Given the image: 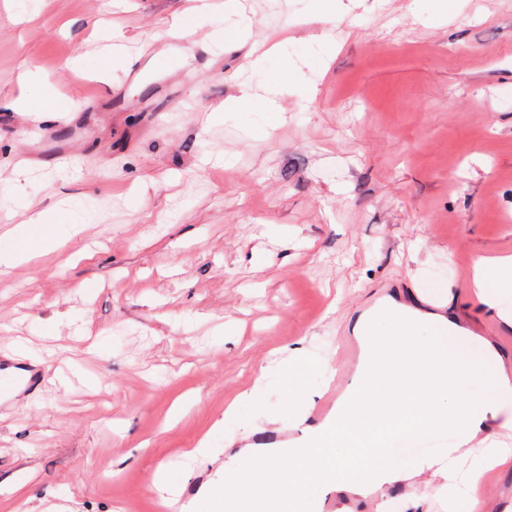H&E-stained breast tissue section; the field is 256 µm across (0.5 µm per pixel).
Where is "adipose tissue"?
<instances>
[{
  "label": "adipose tissue",
  "instance_id": "adipose-tissue-1",
  "mask_svg": "<svg viewBox=\"0 0 512 512\" xmlns=\"http://www.w3.org/2000/svg\"><path fill=\"white\" fill-rule=\"evenodd\" d=\"M1 111L34 112L47 119L58 108L49 103L38 69L28 71L20 98L0 100ZM405 309L384 314L390 327L379 340L366 321L355 333L363 337L357 375L359 389L340 405L336 420L312 433L309 441L293 443L273 455L241 451L224 468L225 512H308V485L319 482L352 493L377 492L401 478L436 471L454 481L463 462H470L469 444L498 420L502 407L512 402V370L496 367V397L481 403L463 394L466 366L460 355L422 345L416 328L406 324ZM452 427L457 445L448 452L447 466L425 462L411 469L390 471L372 463H356L353 451L375 448L413 431ZM291 470H284L282 461ZM469 508L481 512L479 482L485 468L508 467L512 450L490 449L485 459L470 462Z\"/></svg>",
  "mask_w": 512,
  "mask_h": 512
}]
</instances>
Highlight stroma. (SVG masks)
<instances>
[{
    "label": "stroma",
    "instance_id": "1",
    "mask_svg": "<svg viewBox=\"0 0 512 512\" xmlns=\"http://www.w3.org/2000/svg\"><path fill=\"white\" fill-rule=\"evenodd\" d=\"M196 2L0 0V99L35 65L74 103L0 112V347L49 374L0 408V512H180L148 490L164 467L221 512L225 461L301 431L382 298L440 304L512 368V329L473 288L477 257L512 255V0H241L251 34L224 16L220 45L188 25ZM257 43L288 64L277 91ZM247 92L280 118L228 111ZM65 199L59 245L3 264L7 232ZM301 348L305 383L275 378ZM442 484L335 500L467 512L465 484Z\"/></svg>",
    "mask_w": 512,
    "mask_h": 512
}]
</instances>
